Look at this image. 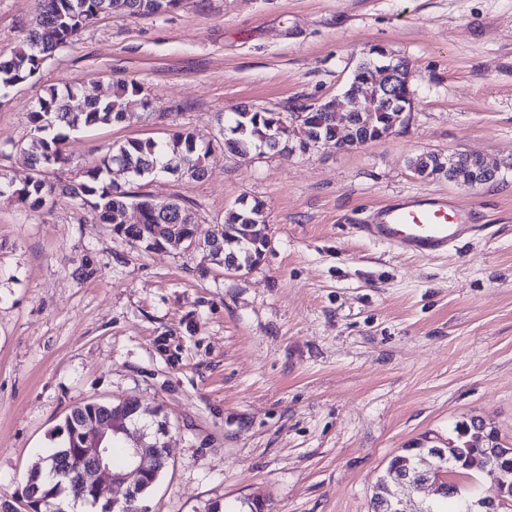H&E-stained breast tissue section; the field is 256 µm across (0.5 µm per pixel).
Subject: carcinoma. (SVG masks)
I'll return each mask as SVG.
<instances>
[{
    "label": "carcinoma",
    "mask_w": 512,
    "mask_h": 512,
    "mask_svg": "<svg viewBox=\"0 0 512 512\" xmlns=\"http://www.w3.org/2000/svg\"><path fill=\"white\" fill-rule=\"evenodd\" d=\"M179 0H41L35 25L25 34L10 55H0V87L15 85L34 78L43 65L61 47L73 41L83 30L103 14L120 13L129 17L163 14L177 7ZM406 65L393 54H366L346 82V92L374 94L375 84L369 82L371 69H389L391 64ZM79 91L71 86L52 87L39 97L29 112L33 137L28 146L20 148L27 156L35 175L17 187L0 183V194L8 191L20 204L37 210L49 200L69 198L82 207H89L103 224H115L117 213L134 204L140 208L142 221L124 227L116 224L118 234L131 235L157 249L172 239H183L187 245L195 242L196 218L190 207L177 201L144 198L132 202L125 185L133 179L152 177L162 167L170 168L173 176L202 179L208 169L206 159L210 146L197 143L193 134L178 131L167 141L152 138L129 139L105 154L88 168L83 179L75 183L53 181L45 177L50 168L60 170L68 163L63 145L69 132L122 122L135 105L146 107L149 97L142 84L135 79L112 80V96L106 99L86 98L77 102ZM401 99L385 112L373 115L370 124L363 125L353 113L336 111L333 100L305 105L295 112L284 114L268 109L243 108L218 115L219 132L224 145L232 152L247 156L264 149L274 150L289 142L291 120L299 119L304 126L303 150L330 139L336 146L348 150L388 138L399 121ZM468 154L440 158L430 152L411 160L414 171L422 177L443 175L451 182L476 185L483 183ZM224 229L205 241L208 257L222 266L229 261L235 271L251 270L267 251L268 224L263 205L257 200L241 196L224 214ZM112 416L109 403H86L75 407L65 419L64 438L54 453L64 448H78L93 424ZM455 443L448 444V455L470 459H486L491 448L500 441L497 430L483 419L472 417L455 425ZM415 452L405 448L391 457L385 471H400L413 466ZM47 465L35 464L28 483L44 493L41 512H63L59 497L68 492L74 499L91 501L75 463L68 457L60 458L61 475L58 479L41 477ZM477 502L468 503L460 496L459 485L442 496L438 503L426 506V512H478Z\"/></svg>",
    "instance_id": "carcinoma-1"
}]
</instances>
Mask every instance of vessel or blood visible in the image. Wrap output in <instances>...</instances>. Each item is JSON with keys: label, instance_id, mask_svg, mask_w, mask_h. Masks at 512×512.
Returning a JSON list of instances; mask_svg holds the SVG:
<instances>
[{"label": "vessel or blood", "instance_id": "1", "mask_svg": "<svg viewBox=\"0 0 512 512\" xmlns=\"http://www.w3.org/2000/svg\"><path fill=\"white\" fill-rule=\"evenodd\" d=\"M475 214L474 207L444 194L403 195L376 209L359 231L403 253L430 258L469 237Z\"/></svg>", "mask_w": 512, "mask_h": 512}]
</instances>
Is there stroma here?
<instances>
[{
	"label": "stroma",
	"instance_id": "stroma-1",
	"mask_svg": "<svg viewBox=\"0 0 512 512\" xmlns=\"http://www.w3.org/2000/svg\"><path fill=\"white\" fill-rule=\"evenodd\" d=\"M39 0H0V52ZM380 45L409 64L407 129L245 158L216 116L293 112L342 99ZM141 82L152 113L71 132L76 182L130 137L179 130L209 145L200 180L160 176L133 194L193 210L197 248L113 233L60 198L32 210L0 195V495L21 490L71 409L137 399L169 424L147 512H371L391 456L447 441L478 416L512 446V0H181L105 14L31 81L0 89V176L30 174L20 146L50 87L106 98ZM424 152L477 154L498 173L472 187L416 175ZM477 206L475 235L417 258L358 232L404 194ZM262 200L270 247L252 271L211 263L202 241L240 196Z\"/></svg>",
	"mask_w": 512,
	"mask_h": 512
}]
</instances>
